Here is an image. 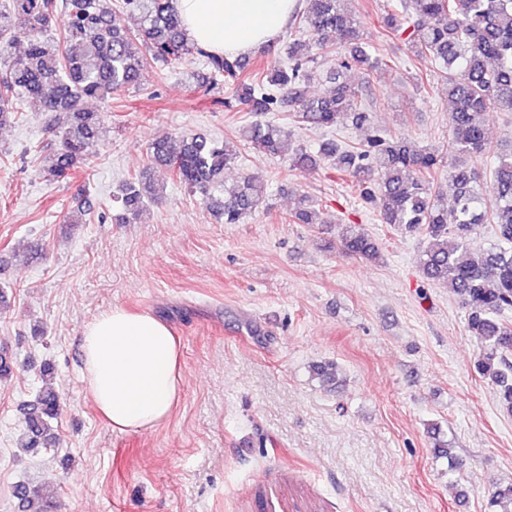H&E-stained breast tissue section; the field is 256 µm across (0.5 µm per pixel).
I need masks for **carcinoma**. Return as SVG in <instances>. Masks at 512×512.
<instances>
[{"label": "carcinoma", "instance_id": "carcinoma-1", "mask_svg": "<svg viewBox=\"0 0 512 512\" xmlns=\"http://www.w3.org/2000/svg\"><path fill=\"white\" fill-rule=\"evenodd\" d=\"M353 0H306L304 22L311 38L288 46V61L244 74L246 58L216 54L190 42L172 0H122L137 20L121 28L112 20V0H0V126L18 112V101L39 100L48 112L66 117L58 148L45 157L42 178L59 183L73 177L87 148L105 133L102 115L87 107L90 99L107 100L140 87L155 64H178L194 54L205 58L199 82L228 87L231 98L256 114L290 112L312 128L335 127L344 118L359 130L370 124L362 90L346 78L354 68L372 73L383 57L361 41ZM380 22L428 62L448 88L451 136L445 153L405 136L378 132L350 143L331 139L311 151L291 146L270 121L240 129L242 140L266 156L288 158L291 171L327 169L351 179L360 197L379 209L382 220L423 236L420 272L424 280L453 293L468 312L467 330L480 338L477 372L499 388L512 413V153L497 156L491 179L470 161L492 151L483 115L512 112V0H390ZM22 38L19 55L10 44ZM332 58L325 73L329 92L311 97L307 87L317 78L313 63ZM237 153L225 143L201 134L180 136L178 144L153 143L149 169L126 181L112 197L117 224L141 222L148 203L162 197L164 185L150 169L160 167L192 192L202 195L220 224H240L266 201L263 182L244 177L224 187V169ZM448 159V190L454 207L443 202L435 176ZM296 224H322L307 196L298 197ZM491 224L498 241L492 251L475 252L471 235ZM343 250L377 259L371 238L346 228L339 234ZM42 386L24 412L27 451L58 447L54 425L63 399L48 364L40 370ZM17 512H52V500L19 484Z\"/></svg>", "mask_w": 512, "mask_h": 512}]
</instances>
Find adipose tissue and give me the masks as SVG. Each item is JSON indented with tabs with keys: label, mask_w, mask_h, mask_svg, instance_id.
I'll use <instances>...</instances> for the list:
<instances>
[{
	"label": "adipose tissue",
	"mask_w": 512,
	"mask_h": 512,
	"mask_svg": "<svg viewBox=\"0 0 512 512\" xmlns=\"http://www.w3.org/2000/svg\"><path fill=\"white\" fill-rule=\"evenodd\" d=\"M190 42L244 54L273 43L300 0H173ZM83 379L98 411L119 433L167 422L182 393L179 344L168 323L115 307L82 330Z\"/></svg>",
	"instance_id": "adipose-tissue-1"
}]
</instances>
